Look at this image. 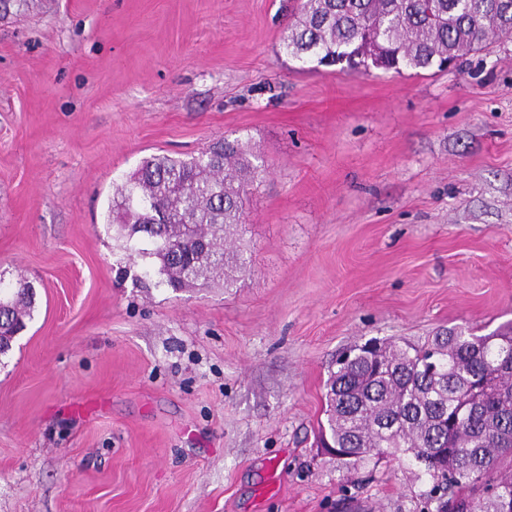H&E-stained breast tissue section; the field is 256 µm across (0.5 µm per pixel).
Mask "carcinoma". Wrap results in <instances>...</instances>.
Masks as SVG:
<instances>
[{
    "mask_svg": "<svg viewBox=\"0 0 512 512\" xmlns=\"http://www.w3.org/2000/svg\"><path fill=\"white\" fill-rule=\"evenodd\" d=\"M512 35V0H296L281 51L305 65L417 71ZM265 171L241 139L198 155L145 159L112 198L111 224L128 228L144 266L175 291L215 278L232 288L249 263L235 240ZM205 239L208 249L195 248ZM21 281L0 308V354L31 317ZM318 441L336 448L340 487L360 469L408 457L426 512H502L512 502V325L476 336L441 329L422 346L372 341L337 359L326 381Z\"/></svg>",
    "mask_w": 512,
    "mask_h": 512,
    "instance_id": "1",
    "label": "carcinoma"
}]
</instances>
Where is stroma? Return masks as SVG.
I'll list each match as a JSON object with an SVG mask.
<instances>
[{
    "mask_svg": "<svg viewBox=\"0 0 512 512\" xmlns=\"http://www.w3.org/2000/svg\"><path fill=\"white\" fill-rule=\"evenodd\" d=\"M294 0H9L0 512H420L411 462L338 486L336 357L512 322V38L422 75L300 67ZM260 151L236 287L175 292L106 216L152 155ZM34 286L28 281H19L14 300L10 306L0 307L1 345L0 354L8 349L12 336L18 334L25 327V319L31 317L32 297Z\"/></svg>",
    "mask_w": 512,
    "mask_h": 512,
    "instance_id": "obj_1",
    "label": "stroma"
}]
</instances>
